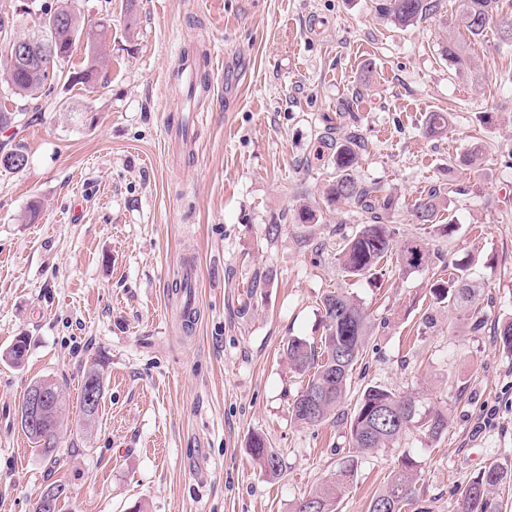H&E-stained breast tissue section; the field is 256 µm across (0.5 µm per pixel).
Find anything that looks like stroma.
Instances as JSON below:
<instances>
[{
  "label": "stroma",
  "mask_w": 512,
  "mask_h": 512,
  "mask_svg": "<svg viewBox=\"0 0 512 512\" xmlns=\"http://www.w3.org/2000/svg\"><path fill=\"white\" fill-rule=\"evenodd\" d=\"M458 3L401 28L372 0H72L84 29L63 68L102 42L96 85L58 84L66 109L0 131V148L20 143L29 157L22 171L0 168V352L30 339L22 365L0 361V512H34L56 481L68 488L61 512H290L349 455L353 403L295 423L302 382L283 353L289 337L319 341L333 291L371 317L353 389L380 384L448 417L440 439L413 427L365 454L340 512H368L405 456L430 512H455L457 487L485 467L512 466V355L495 336L512 320V83L501 81L512 50L493 25L470 40ZM450 34L473 71L449 66ZM195 59L205 89L181 151L166 117L184 110L173 72ZM434 111L451 119L429 137ZM351 133L364 144L356 178L393 197L386 220L397 240H423L427 266L405 272L391 255L372 277L340 269L338 245L362 216L326 188ZM476 147L480 173L449 172ZM440 183L454 188L452 228L413 223L412 200ZM452 262L468 264L478 307L433 299ZM192 265L187 328L175 284ZM95 359L105 391L88 425L79 396ZM39 378L68 401L50 457L17 417ZM256 436L279 453L278 479L252 456Z\"/></svg>",
  "instance_id": "35a3bbf8"
}]
</instances>
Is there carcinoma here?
<instances>
[{
    "label": "carcinoma",
    "mask_w": 512,
    "mask_h": 512,
    "mask_svg": "<svg viewBox=\"0 0 512 512\" xmlns=\"http://www.w3.org/2000/svg\"><path fill=\"white\" fill-rule=\"evenodd\" d=\"M500 0H461L460 22L470 37L477 40L484 36L494 15L502 11ZM379 15L400 27L414 25L432 16L441 7V0H374ZM79 16L70 9L67 0H57L54 6H44L39 37L47 38L55 47L51 64L39 67L29 62L11 70V58L0 82L6 85L9 95L26 101L24 107L10 110L0 106V128L18 126L20 115L25 112H44L54 106V92L62 79L72 83L91 85L99 68L105 62V49L96 42L86 45L84 66L77 72L66 73L61 63L70 58L75 42L82 34ZM0 37L6 44L16 45L31 36L15 34L14 17L0 14ZM443 55L451 65L461 70L471 69L474 61L465 54L453 35H448ZM450 114L430 112L426 116L424 132L429 136L440 134L448 128ZM363 150L361 140L348 136L336 147L333 156L332 179L327 194L334 202L353 206L365 214V224L354 235L339 244L336 257L340 268L348 275L364 277L371 273L385 257L396 254L399 267L407 272L424 266L429 251L421 239L410 237L399 243L394 232L384 223V214L392 208V200L380 194L376 186H367L356 179L354 170ZM449 193L442 185H433L421 192L412 204L414 223L434 224L439 213L446 207ZM432 295L439 304L450 308L468 306L477 300L478 289L470 282L468 268L460 263L452 266L448 279L436 282ZM322 323L325 334L320 343L293 336L284 348L290 369L305 377V384L292 403V416L300 424H319L330 418L348 396L354 365L361 359L366 348L371 319L366 308L355 298L343 293L331 292L322 301ZM28 347V337L19 336L0 358L14 365L23 362ZM54 407L57 420L45 424L35 433L20 424L21 430L32 447L45 455L57 448L62 413L66 405L64 394L56 383ZM414 408L413 416L398 427L382 432L375 429L377 416L389 412L396 416L407 406ZM418 424L426 434L440 438L448 430V418L438 410L420 413L416 400L410 395L374 384L366 386L358 394L349 423V447L352 455L336 475L293 503L292 512H337V505L344 489L353 480L359 457L369 451L386 448L398 439L410 426ZM250 448L265 475L275 478L282 473V461L278 453L267 447L264 439L255 437ZM419 481L417 462L409 457L391 472L386 484L372 498L369 512L382 504L386 512H406L415 500ZM512 483V469L493 465L473 478L460 494L456 512H498L501 505L496 499L498 491Z\"/></svg>",
    "instance_id": "cac0c4a2"
}]
</instances>
